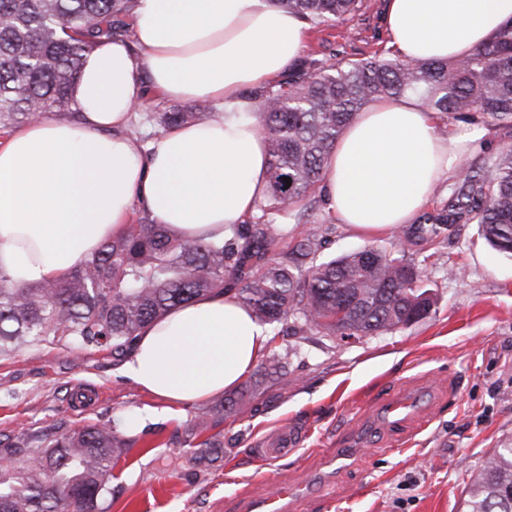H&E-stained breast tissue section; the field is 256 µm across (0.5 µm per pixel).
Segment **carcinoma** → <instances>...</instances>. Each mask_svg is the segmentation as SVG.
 <instances>
[{
	"instance_id": "carcinoma-1",
	"label": "carcinoma",
	"mask_w": 512,
	"mask_h": 512,
	"mask_svg": "<svg viewBox=\"0 0 512 512\" xmlns=\"http://www.w3.org/2000/svg\"><path fill=\"white\" fill-rule=\"evenodd\" d=\"M138 0H0V129L10 132L43 115L75 121L69 91L81 59L127 37ZM315 27L364 13L365 0H274ZM420 96L423 106L457 121L488 124L498 139L456 176L448 196L421 211L405 240L366 246L307 269L269 257L288 240L293 207L322 201L321 174L344 128L375 100ZM256 105L268 165L258 214L206 241L180 236L146 215L131 219L62 280L17 285L0 268V355L22 346L106 349L117 360L141 331L172 309L231 288L261 324L286 323L294 336L322 333L361 339L392 334L425 318L433 297L407 251L446 241L462 224L512 259V25L464 59L418 62L335 54L288 67L281 80L245 92ZM205 102L173 105L146 119L159 135L202 124ZM291 178L286 184L284 178ZM130 446L120 421L60 434L22 432L0 442V512H106L112 463ZM203 471L224 451L218 436L183 441ZM466 512H512V448H497L467 490Z\"/></svg>"
}]
</instances>
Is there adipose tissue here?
Masks as SVG:
<instances>
[{"label":"adipose tissue","instance_id":"1","mask_svg":"<svg viewBox=\"0 0 512 512\" xmlns=\"http://www.w3.org/2000/svg\"><path fill=\"white\" fill-rule=\"evenodd\" d=\"M384 23L402 58L462 59L512 23V0H385ZM132 29L133 43L83 58L77 122L45 116L0 144V268L17 284L65 277L133 210L220 239L265 195V142L244 91L303 57L306 23L273 0H138ZM150 100L205 101L215 112L144 150L123 129ZM474 139L445 138L417 95L378 100L324 166L327 207L363 233L411 223ZM271 341L235 293L211 294L150 324L122 372L169 403L195 402L236 386Z\"/></svg>","mask_w":512,"mask_h":512}]
</instances>
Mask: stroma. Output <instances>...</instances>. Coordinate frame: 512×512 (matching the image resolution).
Instances as JSON below:
<instances>
[{
	"label": "stroma",
	"mask_w": 512,
	"mask_h": 512,
	"mask_svg": "<svg viewBox=\"0 0 512 512\" xmlns=\"http://www.w3.org/2000/svg\"><path fill=\"white\" fill-rule=\"evenodd\" d=\"M384 2L368 0L364 19L310 30L308 55L328 46L345 47L352 59L386 52ZM288 230L322 235L325 260L393 238L357 232L323 209ZM408 258L429 263L434 306L426 319L350 344L320 333L299 343L271 325L273 349L292 345L296 355L275 376L256 366L240 383L242 404L224 415L208 399L168 407L122 376L108 351L22 347L0 357V440L120 420L149 406L159 416L114 460L107 512H252L278 487L290 493L288 512H465V490L486 458L512 447V260L474 224ZM388 399L408 401V418L393 422ZM288 427L298 433L288 455H258ZM190 432L224 443L208 471L186 461ZM346 448L354 451L347 460Z\"/></svg>",
	"instance_id": "stroma-1"
}]
</instances>
